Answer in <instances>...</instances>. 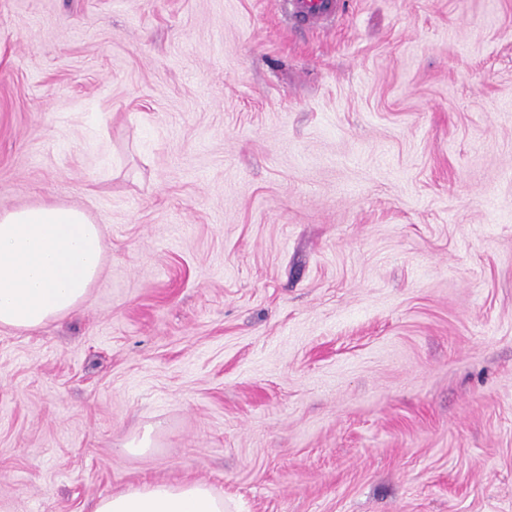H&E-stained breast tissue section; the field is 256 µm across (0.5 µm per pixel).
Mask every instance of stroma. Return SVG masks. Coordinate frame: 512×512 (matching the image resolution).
Listing matches in <instances>:
<instances>
[{"mask_svg": "<svg viewBox=\"0 0 512 512\" xmlns=\"http://www.w3.org/2000/svg\"><path fill=\"white\" fill-rule=\"evenodd\" d=\"M50 198L104 272L0 327V512H512V0H0V210ZM290 15L302 24H314L336 16L340 0H285ZM92 512H224V496L202 482L153 483L99 498Z\"/></svg>", "mask_w": 512, "mask_h": 512, "instance_id": "35a3bbf8", "label": "stroma"}]
</instances>
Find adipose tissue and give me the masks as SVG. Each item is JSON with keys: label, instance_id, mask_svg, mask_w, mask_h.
<instances>
[{"label": "adipose tissue", "instance_id": "ef3b65f1", "mask_svg": "<svg viewBox=\"0 0 512 512\" xmlns=\"http://www.w3.org/2000/svg\"><path fill=\"white\" fill-rule=\"evenodd\" d=\"M103 254V227L81 209L46 201L0 211V327L31 331L76 310ZM92 512H224V498L202 482L153 483L100 498Z\"/></svg>", "mask_w": 512, "mask_h": 512}]
</instances>
